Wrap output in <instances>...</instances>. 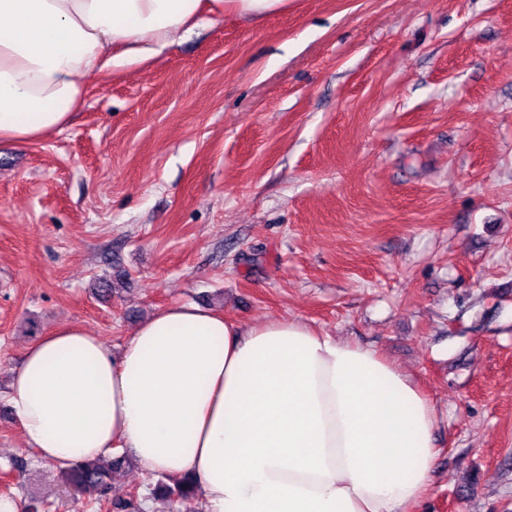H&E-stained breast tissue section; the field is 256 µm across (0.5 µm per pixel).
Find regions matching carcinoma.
Here are the masks:
<instances>
[{
	"mask_svg": "<svg viewBox=\"0 0 512 512\" xmlns=\"http://www.w3.org/2000/svg\"><path fill=\"white\" fill-rule=\"evenodd\" d=\"M132 458L124 453L95 460L75 461L59 469L61 484L68 495L86 499L106 509V512H125L131 501H114L110 497L112 473L131 464ZM158 490L172 504H187L196 497L194 480L183 476L171 484L160 485Z\"/></svg>",
	"mask_w": 512,
	"mask_h": 512,
	"instance_id": "cac0c4a2",
	"label": "carcinoma"
}]
</instances>
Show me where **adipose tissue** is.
<instances>
[{"label": "adipose tissue", "instance_id": "adipose-tissue-1", "mask_svg": "<svg viewBox=\"0 0 512 512\" xmlns=\"http://www.w3.org/2000/svg\"><path fill=\"white\" fill-rule=\"evenodd\" d=\"M288 0H0V142L62 131L83 81L143 63L175 35ZM26 441L63 466L128 450L194 476L205 512H410L432 486L435 405L376 350L306 323L244 326L164 307L113 352L63 325L13 369Z\"/></svg>", "mask_w": 512, "mask_h": 512}]
</instances>
